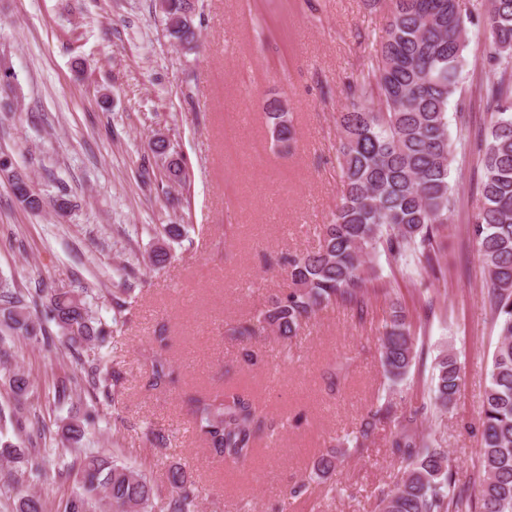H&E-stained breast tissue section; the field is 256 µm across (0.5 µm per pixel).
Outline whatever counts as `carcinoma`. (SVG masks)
I'll list each match as a JSON object with an SVG mask.
<instances>
[{"label":"carcinoma","instance_id":"1","mask_svg":"<svg viewBox=\"0 0 512 512\" xmlns=\"http://www.w3.org/2000/svg\"><path fill=\"white\" fill-rule=\"evenodd\" d=\"M386 24L373 39L371 67L339 113L337 161L342 188L331 220L319 226L318 247L288 254L293 288L272 297L255 320L232 326L227 335L251 340L271 331L284 340L299 335L319 310L340 304L364 318L371 302L369 282L378 278L372 259L382 252L396 257L411 251L436 278L445 277L440 239L448 230L454 205L449 177L455 155L448 129V107L461 93L460 74L468 48L469 27L479 26L489 40L488 61L498 73L485 89L486 134L479 149L480 199L469 234L481 257L488 304L497 327L489 385L481 412L478 495L457 489L448 450L417 432L416 414L402 418L390 397L369 409L347 442L361 450L377 426L396 421L400 428L389 442L400 461L401 477L379 491V512H512V0H390ZM169 36L177 43L196 39L195 0H161ZM276 144L291 149L295 128L291 113L276 101L266 104ZM183 224H168L159 235L150 262L162 268L170 259L167 241L185 237ZM71 349H93L109 331L87 302V289L32 293L0 287V370L9 375L17 442L0 443V460L13 465L11 483L41 478L47 448L42 434L28 430L25 404L38 399L30 374L11 368L7 337L30 343L49 338V325ZM418 356L407 310L391 303L380 330L379 359L389 389L410 374ZM119 372L104 373L91 363L85 384L96 395L117 397ZM166 359L152 362L150 386L175 383ZM433 405L453 404L462 382L454 352L439 354L433 374ZM195 429L211 453L245 465L260 451L259 441L272 439L284 423L268 416L256 397L236 388L200 389L187 398ZM89 421L71 418L57 425L52 440L74 453L62 473L74 477L79 492L62 512H156L157 489L145 475L99 451L85 449ZM336 452L320 456L314 470L326 477L337 467ZM170 495L164 512H196L198 485L180 464L167 469ZM15 512H46L43 499L19 494Z\"/></svg>","mask_w":512,"mask_h":512}]
</instances>
